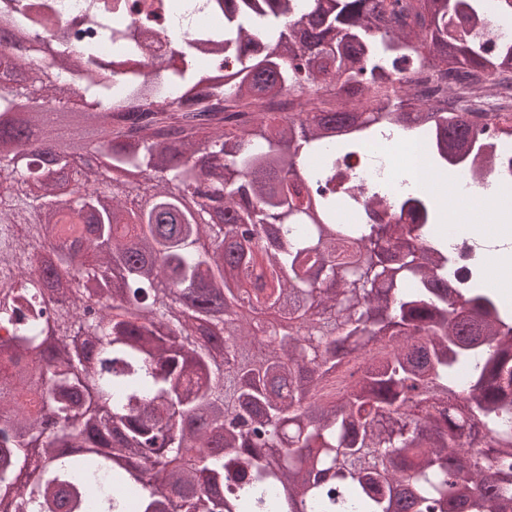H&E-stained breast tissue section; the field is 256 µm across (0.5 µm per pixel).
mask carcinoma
Segmentation results:
<instances>
[{
    "instance_id": "obj_1",
    "label": "carcinoma",
    "mask_w": 512,
    "mask_h": 512,
    "mask_svg": "<svg viewBox=\"0 0 512 512\" xmlns=\"http://www.w3.org/2000/svg\"><path fill=\"white\" fill-rule=\"evenodd\" d=\"M205 6L160 53L196 0H0V512H512V313L448 283L437 197L336 223L383 127L439 174L500 130L448 88L512 86V42L484 0Z\"/></svg>"
}]
</instances>
